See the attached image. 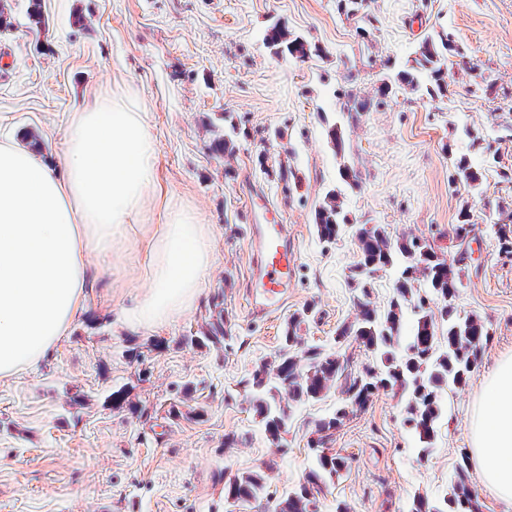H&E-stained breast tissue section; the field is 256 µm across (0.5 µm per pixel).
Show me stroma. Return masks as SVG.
I'll return each instance as SVG.
<instances>
[{"instance_id": "stroma-1", "label": "stroma", "mask_w": 512, "mask_h": 512, "mask_svg": "<svg viewBox=\"0 0 512 512\" xmlns=\"http://www.w3.org/2000/svg\"><path fill=\"white\" fill-rule=\"evenodd\" d=\"M29 5L0 0L13 21L0 30V135L32 133L59 162L88 91L125 87L146 114L161 183L208 224L215 251L196 308L154 332L119 327L116 310L100 306L103 295L147 288L136 237L96 263L89 308L70 335L32 372L0 381V512H231L228 477L261 474L277 498L298 487L314 423L340 393L294 405L275 441L249 404L248 380L309 304L306 343L340 352L355 371L373 361L357 344H336L358 313L356 241H321L315 224L336 188L351 223L419 238L447 257L461 204L471 206V257L453 304L490 333L473 375L443 394L427 454L404 423L406 395L376 394L336 430L331 446L346 467L316 495L318 512L443 501L482 380L512 354V253L487 211L512 214V182L501 177L512 171V0H363L352 14L339 0H41L38 30ZM276 21L316 54L276 56L265 41ZM428 35L452 36L471 68L450 66L443 96L379 97ZM346 93L370 109L343 116ZM336 123L339 152L327 136ZM224 134L228 150L214 153ZM460 157L487 170L467 200L454 183ZM344 163L358 188L341 187ZM252 209L286 224L299 263L285 304L263 316L249 301ZM219 315L231 335L215 344L207 334Z\"/></svg>"}]
</instances>
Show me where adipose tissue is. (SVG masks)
<instances>
[{"instance_id":"obj_1","label":"adipose tissue","mask_w":512,"mask_h":512,"mask_svg":"<svg viewBox=\"0 0 512 512\" xmlns=\"http://www.w3.org/2000/svg\"><path fill=\"white\" fill-rule=\"evenodd\" d=\"M149 199L160 223L145 221ZM134 232L149 286L122 306L120 323L149 330L196 305L213 238L163 193L146 115L124 88L72 113L61 167L0 140V380L28 372L67 336L88 309L91 260ZM469 456L482 488L512 507V354L481 384Z\"/></svg>"}]
</instances>
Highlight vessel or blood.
Masks as SVG:
<instances>
[{"mask_svg":"<svg viewBox=\"0 0 512 512\" xmlns=\"http://www.w3.org/2000/svg\"><path fill=\"white\" fill-rule=\"evenodd\" d=\"M249 239L252 251V281L257 289L252 298L256 312L269 313L288 297L297 270V255L285 227L274 217L250 218Z\"/></svg>","mask_w":512,"mask_h":512,"instance_id":"1","label":"vessel or blood"}]
</instances>
